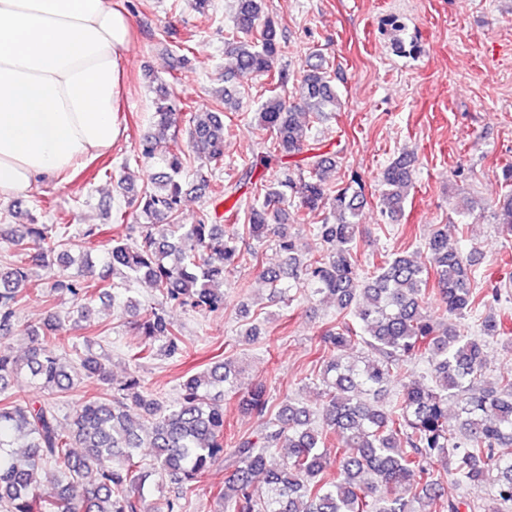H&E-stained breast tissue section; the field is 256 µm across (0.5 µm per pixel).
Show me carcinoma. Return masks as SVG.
<instances>
[{
	"mask_svg": "<svg viewBox=\"0 0 512 512\" xmlns=\"http://www.w3.org/2000/svg\"><path fill=\"white\" fill-rule=\"evenodd\" d=\"M236 34L228 43L236 65L224 75V108L191 112L188 150L177 145L175 113L166 101L156 104L152 130L138 143L141 158L156 164L141 193L132 186L133 201L145 223L139 236L127 243L112 239L107 265L122 281L112 282L84 262L80 274L58 280L45 289L30 278L28 263L46 265L55 260L65 268L77 262L61 250L66 228L58 224H27L9 233L0 231V243L16 256L0 266V336L15 327L20 287L44 297L65 291L80 316L92 310V299L131 280H144L161 300L209 313L224 310V275L244 259L238 243L261 244L276 238L283 266L263 272L271 300L291 301L290 291L301 282L311 295L336 303V322L318 336L329 354L320 377L323 404L318 410L292 399L270 410L267 385L254 381L239 392L238 403L263 419L253 436L233 443L234 468L227 472L216 496L229 512H459L443 498L448 474L464 484L491 487L488 512L512 506V376L493 387H480L487 339L505 331L502 321L482 318L477 335L464 334L427 314L423 302L430 285L437 286L444 314L466 317L488 302L474 288L471 264L436 231L428 240L430 265L407 256H384L371 273H362L354 259L356 217L365 185L352 173L339 176L340 161L304 147L311 120L322 121L339 110L340 100L318 58L304 69L295 91L296 101L275 93L261 103L258 121L269 133L266 153L301 161L282 168L275 179L254 184L248 200L234 204L245 223H209L208 214L194 224H183L180 204L183 187L178 177L192 162L224 163V116L239 111L240 101L227 83L266 76L278 88L288 83L274 60L281 51L275 22L265 11V0H238ZM414 159L405 155L384 170L382 193L390 212L401 210L413 183ZM511 190L497 202L495 218L501 231L512 235V166L502 170ZM318 214L311 225L326 244L312 257L300 239L282 224L286 207ZM124 309L142 336L130 354L139 361L157 352L167 357L188 353L179 328L157 308L140 310L126 288ZM26 357H14L0 346V512H178L205 481L224 454V395L238 389L233 361L215 363L179 384V396L164 402L148 393L139 377L130 376L110 395L85 400L63 427L51 397L69 393L80 376L112 381L109 360L95 353L78 357L79 366L64 353L78 351L62 323L48 325L40 334L30 331ZM359 343L367 351L360 360L345 354ZM424 357L430 371L412 376L402 393L385 402V392L404 363ZM26 376L42 399L12 392ZM457 404V423L448 426L447 405ZM151 420L145 429L131 410ZM334 440L336 454L322 448ZM82 452L77 453L75 449ZM155 450L152 469L142 467L139 449ZM286 448L277 460L272 449ZM61 471L56 490L46 496L40 486ZM165 473L179 485L175 498L147 503L144 493L153 473ZM262 477L267 493H256Z\"/></svg>",
	"mask_w": 512,
	"mask_h": 512,
	"instance_id": "cac0c4a2",
	"label": "carcinoma"
}]
</instances>
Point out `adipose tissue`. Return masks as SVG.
Here are the masks:
<instances>
[{
  "label": "adipose tissue",
  "mask_w": 512,
  "mask_h": 512,
  "mask_svg": "<svg viewBox=\"0 0 512 512\" xmlns=\"http://www.w3.org/2000/svg\"><path fill=\"white\" fill-rule=\"evenodd\" d=\"M130 31L112 0H0V199L117 142Z\"/></svg>",
  "instance_id": "adipose-tissue-1"
}]
</instances>
